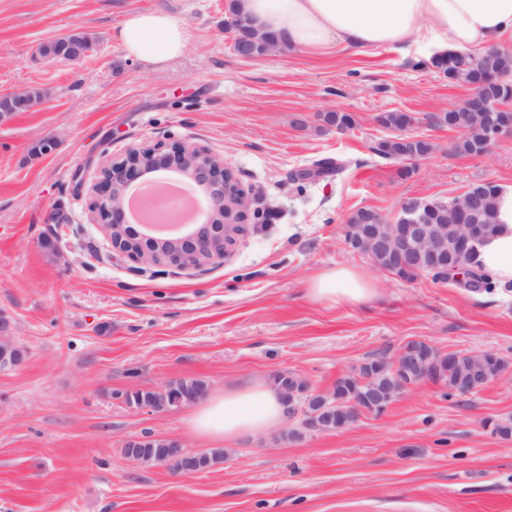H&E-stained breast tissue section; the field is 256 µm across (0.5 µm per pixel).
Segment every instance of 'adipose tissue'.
I'll return each mask as SVG.
<instances>
[{
    "label": "adipose tissue",
    "instance_id": "1",
    "mask_svg": "<svg viewBox=\"0 0 512 512\" xmlns=\"http://www.w3.org/2000/svg\"><path fill=\"white\" fill-rule=\"evenodd\" d=\"M237 13L274 35L285 50L359 53L420 44L443 54L503 48L512 40V0H235ZM118 37L146 66L183 54L186 24L162 11L129 13ZM498 224L477 248L481 270L500 286L512 284V186L499 188ZM376 289L351 267L322 271L308 284L316 301L363 305ZM286 407L274 385L251 381L211 396L188 420L193 433L215 445L257 436L283 425Z\"/></svg>",
    "mask_w": 512,
    "mask_h": 512
}]
</instances>
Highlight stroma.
<instances>
[{"label":"stroma","mask_w":512,"mask_h":512,"mask_svg":"<svg viewBox=\"0 0 512 512\" xmlns=\"http://www.w3.org/2000/svg\"><path fill=\"white\" fill-rule=\"evenodd\" d=\"M156 10L182 19L190 41L148 68L118 31L128 13ZM227 11V0H0V96L46 93L0 124V314L26 351L0 370V512H512V438L484 426L512 417V288L405 281L343 240L360 208L392 219L414 198L512 185V134L482 157L451 154L455 133L431 119L468 91L417 47L244 60ZM78 28L99 38L82 60L39 55ZM332 111L353 127H327ZM384 112L410 113L409 135L434 145L409 177L373 152L390 134ZM47 139L54 149L39 153ZM158 141L222 155L251 209L275 220L248 225L221 265L133 271L90 224V192L104 159ZM325 157L339 174L301 179ZM337 266L365 273L376 299H308L307 281ZM410 340L506 367L468 395L424 383L339 432L288 421L228 443L223 462L195 475L121 452L142 434L210 447L187 428L193 406L139 409L127 401L136 391L200 379L216 394L288 372L325 392Z\"/></svg>","instance_id":"stroma-1"}]
</instances>
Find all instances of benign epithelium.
Instances as JSON below:
<instances>
[{
	"mask_svg": "<svg viewBox=\"0 0 512 512\" xmlns=\"http://www.w3.org/2000/svg\"><path fill=\"white\" fill-rule=\"evenodd\" d=\"M32 90L25 89L9 95L13 106L0 111V122L7 121L12 113L20 109H31ZM485 93L473 91L460 103L452 107L456 112H478V103ZM484 125L490 129L489 139L482 145L479 155L489 153L492 143L511 128L497 127L493 117H481ZM175 173L181 179L192 183L205 201L204 221L200 224H187L177 237L164 239L145 232L144 225L133 227L129 214V198L132 183L143 178L162 182L161 176ZM437 200L421 198L402 204L394 225L406 226V232L398 239V251L406 253L420 246L439 251L443 242L428 236L427 227L421 209L434 206ZM479 208L476 196L467 193L461 199L448 205V223L459 227L458 236L453 238L456 244H468L472 239V228L464 223L463 216ZM248 202L239 188L234 173L224 165V158L197 144L157 142L128 148L117 158L104 161L99 169V178L92 188L88 210L90 221L100 227L112 252L126 257L135 265L153 266L157 248L168 247L160 265L180 271H199L209 265L224 262V258L234 247L240 236L244 235L248 218ZM11 329L9 320L0 317V368L14 369L22 364L25 351L8 337ZM172 386L153 390V400L144 406L148 411L163 413L174 408L192 405L204 397V394H182L178 399L171 393ZM303 410L307 428L324 432L326 428L317 421V413L309 406H300L293 399L287 404L288 415ZM151 441L149 437H133L124 443L126 457L142 462L143 449ZM171 452L184 457L187 467L184 474L192 475L205 471L201 466L202 453H189L177 440H169Z\"/></svg>",
	"mask_w": 512,
	"mask_h": 512,
	"instance_id": "7a95c632",
	"label": "benign epithelium"
}]
</instances>
